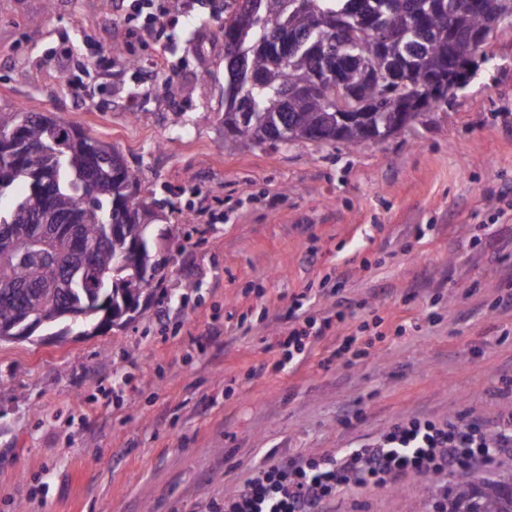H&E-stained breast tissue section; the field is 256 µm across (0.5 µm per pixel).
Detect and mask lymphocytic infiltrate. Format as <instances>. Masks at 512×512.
I'll return each mask as SVG.
<instances>
[{
    "instance_id": "f902f5d3",
    "label": "lymphocytic infiltrate",
    "mask_w": 512,
    "mask_h": 512,
    "mask_svg": "<svg viewBox=\"0 0 512 512\" xmlns=\"http://www.w3.org/2000/svg\"><path fill=\"white\" fill-rule=\"evenodd\" d=\"M294 301L292 323L281 342L282 359L273 368L298 366L324 336ZM512 448V414L493 429L473 417L453 422L418 418L396 422L374 441L316 462L270 460L244 485L224 496V512H324L338 490L385 487L404 475L452 473L469 462L496 460Z\"/></svg>"
}]
</instances>
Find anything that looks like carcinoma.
Listing matches in <instances>:
<instances>
[{
  "instance_id": "cac0c4a2",
  "label": "carcinoma",
  "mask_w": 512,
  "mask_h": 512,
  "mask_svg": "<svg viewBox=\"0 0 512 512\" xmlns=\"http://www.w3.org/2000/svg\"><path fill=\"white\" fill-rule=\"evenodd\" d=\"M492 0H224L219 33L224 38V145H288L296 142L348 147L381 134L395 120H417L448 102V87L462 90L477 60L489 63L495 30ZM273 30L281 43L301 35L302 47L282 58L280 43L260 42ZM484 33L481 44L470 39ZM340 72L357 92L354 106L368 113L371 128L325 125L336 112L332 84L313 85L314 75ZM27 190L0 206V255L12 248L1 225L27 210L41 225L67 224L49 246L30 236L28 247L0 258V344L26 324L102 333L123 324L148 291L162 284L144 227L153 202L139 195V175L119 152L73 124L36 112L0 111V199L17 184ZM132 198H127L129 190ZM97 246L86 276L80 244ZM52 288L19 307L4 299L17 284ZM67 295L75 317L59 315ZM447 512H512V471L487 478L475 470L451 482Z\"/></svg>"
}]
</instances>
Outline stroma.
Returning <instances> with one entry per match:
<instances>
[{
  "label": "stroma",
  "instance_id": "35a3bbf8",
  "mask_svg": "<svg viewBox=\"0 0 512 512\" xmlns=\"http://www.w3.org/2000/svg\"><path fill=\"white\" fill-rule=\"evenodd\" d=\"M114 2L0 0V111L81 126L142 194L174 200L149 227L166 278L133 320L0 345V512H215L269 452L333 456L403 418L511 414L512 28L466 89L381 143L229 148L209 0L142 39ZM63 46L86 102L65 89ZM102 54L123 75L105 91ZM153 57L177 97L143 78ZM134 92L147 102L133 115ZM301 294L307 316L346 322L296 369L269 370ZM378 317L411 328L380 341ZM353 332L371 347L335 360ZM447 489L407 477L340 490L327 510L433 512Z\"/></svg>",
  "mask_w": 512,
  "mask_h": 512
}]
</instances>
